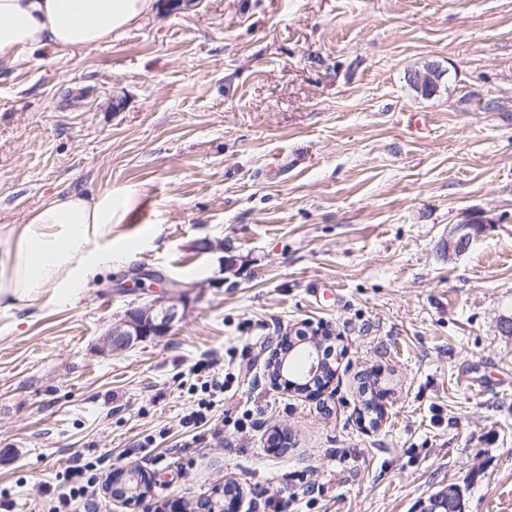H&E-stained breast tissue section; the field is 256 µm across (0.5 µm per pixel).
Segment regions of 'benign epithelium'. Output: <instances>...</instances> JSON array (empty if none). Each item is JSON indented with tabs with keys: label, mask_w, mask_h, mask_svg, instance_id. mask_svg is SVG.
I'll return each mask as SVG.
<instances>
[{
	"label": "benign epithelium",
	"mask_w": 512,
	"mask_h": 512,
	"mask_svg": "<svg viewBox=\"0 0 512 512\" xmlns=\"http://www.w3.org/2000/svg\"><path fill=\"white\" fill-rule=\"evenodd\" d=\"M443 77L444 72L438 64L428 63L421 69L411 70L408 73V83L419 92L425 90L435 94L439 91ZM485 223L486 220L480 216L464 214L457 229L459 235L448 239V250L458 254L467 250L472 242V231L480 229ZM157 284L159 281L155 278L136 271L126 280L125 287L136 292L153 288ZM179 303L178 299L164 302L153 300L144 306L130 310L126 317L113 325L106 335L105 348L111 352L123 351L148 336H161L168 333L182 319L183 313L180 312ZM149 487H151V481L142 471L127 468L110 481L108 492L116 498L133 500L137 496L144 495ZM441 509L445 512H459L455 489L450 488L446 491L444 501L431 502L426 512H439Z\"/></svg>",
	"instance_id": "7a95c632"
}]
</instances>
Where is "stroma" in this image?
<instances>
[{
  "label": "stroma",
  "mask_w": 512,
  "mask_h": 512,
  "mask_svg": "<svg viewBox=\"0 0 512 512\" xmlns=\"http://www.w3.org/2000/svg\"><path fill=\"white\" fill-rule=\"evenodd\" d=\"M428 61L432 97L407 82ZM107 189L140 192L111 267L67 303L0 308L11 512L86 448L152 483L100 492L103 512L227 483L237 512H416L451 484L461 512H512V0H161L119 38L1 66L0 225ZM465 210L489 223L452 256ZM134 269L175 281L184 316L112 353L149 301ZM309 321L339 339L332 381L273 385L266 360ZM229 372L220 435L138 452L180 439L192 386ZM147 488H151L150 479L138 469L127 468L111 478L108 492L111 497L134 500L137 496H144Z\"/></svg>",
  "instance_id": "obj_1"
}]
</instances>
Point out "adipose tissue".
Segmentation results:
<instances>
[{
	"mask_svg": "<svg viewBox=\"0 0 512 512\" xmlns=\"http://www.w3.org/2000/svg\"><path fill=\"white\" fill-rule=\"evenodd\" d=\"M156 0H0V64L42 47L90 48L153 14ZM135 193L58 192L27 223L0 226V307L43 295L71 299L88 276L112 264V227L124 223Z\"/></svg>",
	"mask_w": 512,
	"mask_h": 512,
	"instance_id": "obj_1",
	"label": "adipose tissue"
}]
</instances>
